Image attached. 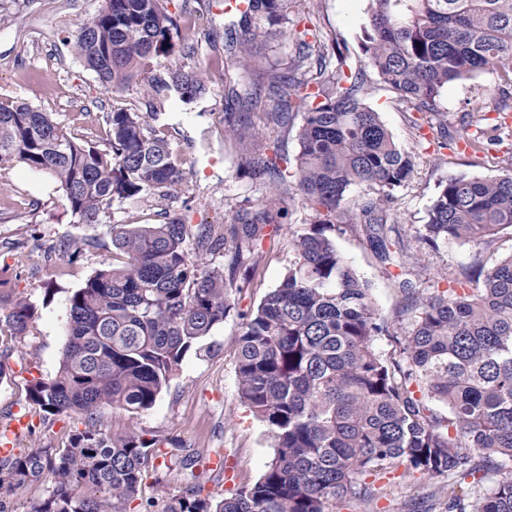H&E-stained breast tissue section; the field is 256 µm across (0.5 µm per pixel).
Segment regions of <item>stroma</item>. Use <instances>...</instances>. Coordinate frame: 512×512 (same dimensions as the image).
<instances>
[{"label": "stroma", "instance_id": "1", "mask_svg": "<svg viewBox=\"0 0 512 512\" xmlns=\"http://www.w3.org/2000/svg\"><path fill=\"white\" fill-rule=\"evenodd\" d=\"M226 0H167L166 8L180 19L171 37L175 52L153 59L156 69L180 67L206 73L207 90L186 104L178 97L152 96L146 76L126 87L105 88L97 75L76 58L70 45L80 23L95 14L102 0H0V101L25 102L51 115L79 138L106 143L108 112L124 109L148 114V126L163 130L180 157L183 181L168 198L146 192L113 202L100 223H78L65 196L51 178L13 163L0 166V270L11 282L0 288V321L13 304L25 301L34 316L25 335L0 331V427L9 425L14 411L29 412L32 425L18 439L21 448L54 447L83 429L81 415L72 413L43 421L28 399L35 379L52 378L67 335L66 313L72 294L99 269L117 258L112 245L116 224H160L176 218L186 224H218L249 202L268 193L266 184L244 174L236 163V145L224 132V115L239 109L226 80L240 86L264 85L263 72L225 71ZM313 21L325 41H338L350 66L362 58L360 39L366 21V0H316ZM500 75L486 71L443 90L440 106L451 134L475 132L482 116L494 118L500 142L480 152L451 145L441 159L419 151L416 172L395 193L390 205L398 217L394 228L407 241L403 259L408 278L446 289L448 276L469 266L478 250L469 244L425 242L427 212L448 176L485 177L501 173L512 163V107L499 111ZM483 100L484 112L473 101ZM366 102L379 112L394 139L415 150L412 115L381 84H374ZM417 150V149H416ZM339 250L371 289L380 312L391 321L396 336L408 335L409 317L400 313L402 295L361 232L337 225L332 233ZM81 246L69 258V246ZM52 262H44L45 250ZM264 259L251 282L235 296V307L223 323L184 355L181 365L152 408L131 413L120 406L101 405L98 427L105 435L136 433L156 437L167 455L201 448L224 453V473L208 481L206 491L221 495L236 485L256 481L273 456V440L263 422L238 399L235 339L240 313L256 308L276 288L292 256L289 237L264 239ZM447 475L424 477L396 469L379 480L380 496L369 510L341 504L336 512H409L414 504H434V493L447 485Z\"/></svg>", "mask_w": 512, "mask_h": 512}]
</instances>
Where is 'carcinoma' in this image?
Instances as JSON below:
<instances>
[{"mask_svg":"<svg viewBox=\"0 0 512 512\" xmlns=\"http://www.w3.org/2000/svg\"><path fill=\"white\" fill-rule=\"evenodd\" d=\"M300 0H244L227 25L228 58L237 68L265 69L249 44L260 33L289 34L296 45L288 73H275L266 96L229 92L252 110L271 102L270 120L288 128L304 112L293 170L288 154L270 157L247 112L224 113L237 164L272 192L222 224L112 227L120 265L97 271L73 293L60 365L31 383L28 399L52 416L79 412L85 425L58 448L0 458V490L33 481L47 497L33 512H153L144 497L156 477V440L106 436L97 427L102 404L131 412L151 408L185 353L224 322L233 294L250 283L262 255L258 243L291 235L293 259L278 287L241 314L236 375L240 401L262 422L274 454L260 478L217 498L202 495L193 468L206 456H179L166 466L183 488L164 512H336L342 501L370 504L378 477L403 465L423 475L448 474L440 487L444 512H512V469L491 493L467 502L456 487L482 484L512 464V254L486 266L476 260L431 293L397 281L402 312L413 328L400 338L376 307L329 232L349 224L379 260L400 265L404 241L388 238L384 205L408 183L416 153L401 147L379 113L365 103L367 70L410 112L440 115L448 84L496 69L512 84V0H369L362 30L364 64L353 69L319 34L298 25L310 11ZM165 0H105L73 41L75 56L116 91L161 55L174 51ZM295 21L288 22V14ZM150 90L193 100L206 91L204 73L171 69ZM107 147L81 140L50 113L0 102V165L21 162L48 174L71 215L98 224L112 201L154 191L167 196L183 173L165 134L139 112L107 115ZM359 187L362 194L349 199ZM300 192L314 223L293 232L280 222L282 197ZM512 228V169L482 178L451 175L428 210L426 238L487 250ZM224 253L204 269L186 248ZM32 306L17 302L6 317L15 336L27 331ZM399 346L387 360L375 346ZM446 405L434 415L426 400Z\"/></svg>","mask_w":512,"mask_h":512,"instance_id":"obj_1","label":"carcinoma"}]
</instances>
